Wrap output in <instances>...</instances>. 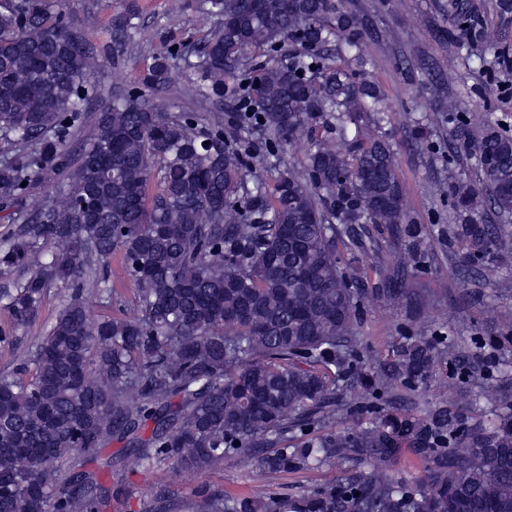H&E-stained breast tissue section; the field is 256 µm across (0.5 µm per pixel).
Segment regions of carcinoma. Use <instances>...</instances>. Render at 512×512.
Here are the masks:
<instances>
[{
  "label": "carcinoma",
  "mask_w": 512,
  "mask_h": 512,
  "mask_svg": "<svg viewBox=\"0 0 512 512\" xmlns=\"http://www.w3.org/2000/svg\"><path fill=\"white\" fill-rule=\"evenodd\" d=\"M208 0L216 25L196 50L198 95L235 99L236 124L264 149L231 143L220 112H163L146 92L176 79L186 45L153 58L140 87L112 95L95 74L107 57L139 52L132 15L112 18V44L89 40L54 0H0V213L18 228L0 242V271L14 272L0 306L14 328L34 321L48 290L69 291L48 331L14 344L16 370L0 375V512H103L122 493L101 455L111 440L148 471L206 472L243 457L258 471L343 468L378 461L318 489L263 497L164 489L145 512H512V380L481 394L488 426L443 400L424 417L400 390L456 362L476 383L489 376L465 343L420 337L388 357L362 351L360 306L418 299L409 269L424 256L410 224L397 158L382 126L390 108L337 59L365 62L369 29L349 0ZM289 41L288 64L259 65L240 83L248 50L270 56ZM336 47V56L328 46ZM441 119L462 135L466 107ZM273 190L253 170L285 164ZM478 182L446 191L463 257L478 263L512 250V136L486 123L474 144ZM45 179L54 200H25ZM26 186H21V183ZM383 225L363 241L357 229ZM368 254L346 273L337 242ZM120 259L136 311L93 320L87 292L112 303L106 277ZM374 287L368 288V276ZM383 416L335 431L353 398ZM418 456L425 482L385 466ZM69 460L67 469L57 464Z\"/></svg>",
  "instance_id": "1"
}]
</instances>
